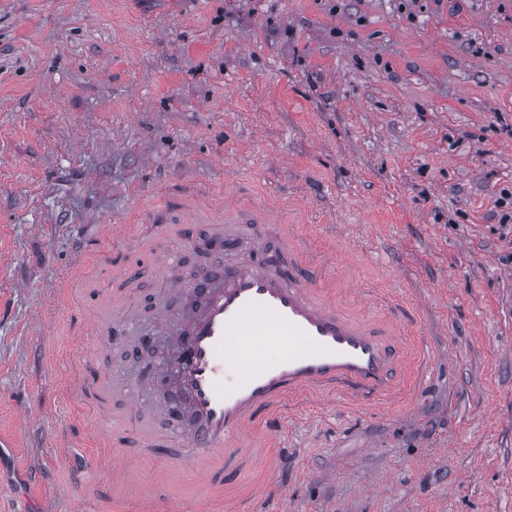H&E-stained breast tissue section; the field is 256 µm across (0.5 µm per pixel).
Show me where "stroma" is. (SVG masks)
Returning a JSON list of instances; mask_svg holds the SVG:
<instances>
[{
    "instance_id": "35a3bbf8",
    "label": "stroma",
    "mask_w": 512,
    "mask_h": 512,
    "mask_svg": "<svg viewBox=\"0 0 512 512\" xmlns=\"http://www.w3.org/2000/svg\"><path fill=\"white\" fill-rule=\"evenodd\" d=\"M195 203L291 239L341 313H402L398 398L279 438L261 412L224 460L239 512H512V0H0V512L210 492L174 391L128 399L175 345L156 304L214 261L155 266L145 209Z\"/></svg>"
}]
</instances>
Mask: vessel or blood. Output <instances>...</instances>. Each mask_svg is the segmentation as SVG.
Here are the masks:
<instances>
[{
  "label": "vessel or blood",
  "instance_id": "b4317fda",
  "mask_svg": "<svg viewBox=\"0 0 512 512\" xmlns=\"http://www.w3.org/2000/svg\"><path fill=\"white\" fill-rule=\"evenodd\" d=\"M290 251L285 241L273 248L276 269L208 268L191 289L174 291L201 301L181 319L172 362L197 417L185 441L201 455L245 439L260 411L284 401L301 407L325 387L357 405L393 393L396 328L378 331L328 306L319 288L282 270ZM273 332L289 338L287 353L246 367L245 348Z\"/></svg>",
  "mask_w": 512,
  "mask_h": 512
}]
</instances>
